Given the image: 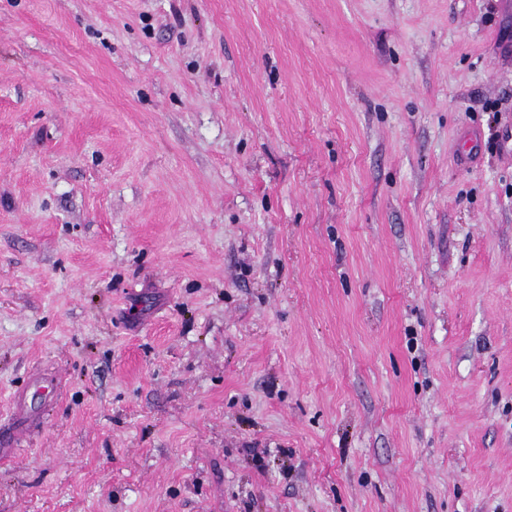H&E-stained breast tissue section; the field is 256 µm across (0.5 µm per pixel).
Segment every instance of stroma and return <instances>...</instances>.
Listing matches in <instances>:
<instances>
[{"label": "stroma", "mask_w": 512, "mask_h": 512, "mask_svg": "<svg viewBox=\"0 0 512 512\" xmlns=\"http://www.w3.org/2000/svg\"><path fill=\"white\" fill-rule=\"evenodd\" d=\"M511 133L512 0H0V512H512Z\"/></svg>", "instance_id": "stroma-1"}]
</instances>
